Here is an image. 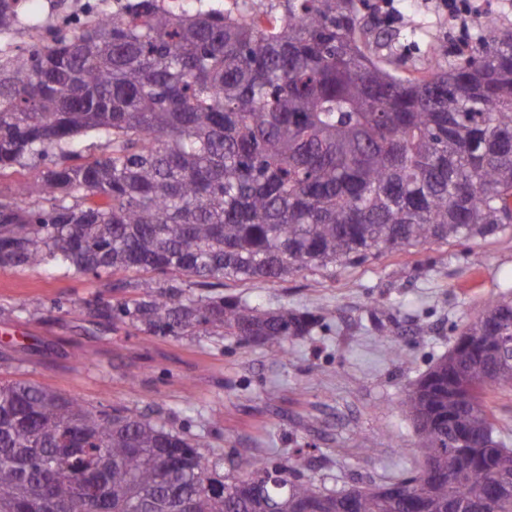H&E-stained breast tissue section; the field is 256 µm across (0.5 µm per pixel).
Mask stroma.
I'll return each mask as SVG.
<instances>
[{"instance_id": "obj_1", "label": "stroma", "mask_w": 512, "mask_h": 512, "mask_svg": "<svg viewBox=\"0 0 512 512\" xmlns=\"http://www.w3.org/2000/svg\"><path fill=\"white\" fill-rule=\"evenodd\" d=\"M448 18L434 0H393V63L403 51L470 36L477 18L512 30V0H472ZM224 291L265 309L326 308L327 319L281 355L225 336H149L91 314L115 301L109 277L52 266L0 267V381L28 380L94 405L121 406L184 430L219 454L265 448L272 460L304 449L303 471L329 489L413 466L414 438L399 401L450 348L491 295L512 293V226L487 239L428 243L356 266L256 283L225 277ZM398 330L375 332L373 300ZM400 344L405 363L389 354Z\"/></svg>"}]
</instances>
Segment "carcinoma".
<instances>
[{"mask_svg":"<svg viewBox=\"0 0 512 512\" xmlns=\"http://www.w3.org/2000/svg\"><path fill=\"white\" fill-rule=\"evenodd\" d=\"M62 15L0 60V175L40 180L0 198V267H73L143 289L104 309L150 336L284 347L324 312L262 311L200 295L224 277L269 283L512 225V33L480 22L443 69L382 64L370 0H116ZM24 0H0V34ZM99 155H85L87 150ZM150 279L130 283L126 276ZM383 335L392 308L369 309ZM512 388V297L487 299L410 385L419 465L328 489L300 459L226 457L146 414L35 383L0 385V512H512V448L487 405ZM23 167H18L17 172L0 176V193L15 195L18 187L24 182H33L38 176L42 165L38 161L26 160Z\"/></svg>","mask_w":512,"mask_h":512,"instance_id":"1","label":"carcinoma"}]
</instances>
